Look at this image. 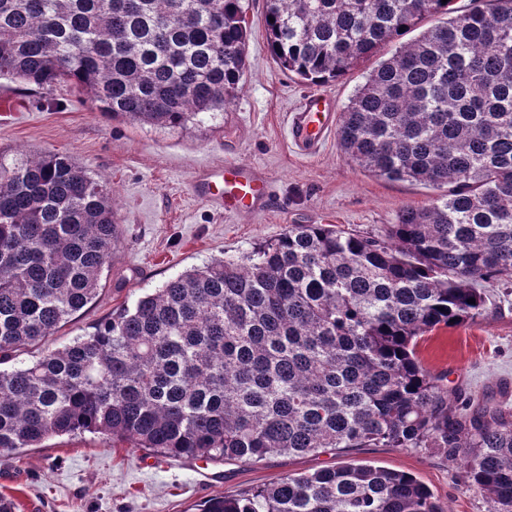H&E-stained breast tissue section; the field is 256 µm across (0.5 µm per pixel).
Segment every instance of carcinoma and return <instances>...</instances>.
Returning <instances> with one entry per match:
<instances>
[{
	"instance_id": "cac0c4a2",
	"label": "carcinoma",
	"mask_w": 512,
	"mask_h": 512,
	"mask_svg": "<svg viewBox=\"0 0 512 512\" xmlns=\"http://www.w3.org/2000/svg\"><path fill=\"white\" fill-rule=\"evenodd\" d=\"M242 2L0 0V77L73 85L114 117L187 130L241 88ZM452 3L266 0L272 57L314 85L395 45L344 107L337 143L347 163L437 197L377 233L290 224L0 368V452L84 432L243 463L431 448L512 512V412L488 396L448 405L417 353L482 314L483 285L512 286V0ZM118 239L112 190L70 156L0 158V365L92 302ZM202 512L444 510L410 474L340 464Z\"/></svg>"
}]
</instances>
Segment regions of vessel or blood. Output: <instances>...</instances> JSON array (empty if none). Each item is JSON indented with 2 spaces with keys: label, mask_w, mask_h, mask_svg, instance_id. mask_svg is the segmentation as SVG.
<instances>
[{
  "label": "vessel or blood",
  "mask_w": 512,
  "mask_h": 512,
  "mask_svg": "<svg viewBox=\"0 0 512 512\" xmlns=\"http://www.w3.org/2000/svg\"><path fill=\"white\" fill-rule=\"evenodd\" d=\"M336 126V104L321 92L301 99L288 117V140L302 156L317 155ZM193 191L198 199L227 214L264 212L271 197L267 174L251 163L225 158L223 164L197 169Z\"/></svg>",
  "instance_id": "vessel-or-blood-1"
}]
</instances>
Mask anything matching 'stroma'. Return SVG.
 Listing matches in <instances>:
<instances>
[{"instance_id":"35a3bbf8","label":"stroma","mask_w":512,"mask_h":512,"mask_svg":"<svg viewBox=\"0 0 512 512\" xmlns=\"http://www.w3.org/2000/svg\"><path fill=\"white\" fill-rule=\"evenodd\" d=\"M251 33L243 87L215 119L169 131L102 114L72 86L42 90L0 78V156H71L112 189L120 238L95 299L24 361L82 334L113 310L167 279L218 258L240 257L290 224H342L379 231L432 190L352 167L336 137L318 155L300 156L286 137L288 115L309 85L272 58L263 27L265 0H244ZM262 168L273 202L260 215H226L199 202L191 181L203 163L226 155ZM483 315L426 335L418 355L449 392L491 396L512 409V289L487 286ZM363 461L414 476L445 512H494L460 466L425 448H352L261 461L172 459L100 434L55 437L19 454L0 452V495L19 512H198L208 499L240 494L297 473Z\"/></svg>"}]
</instances>
